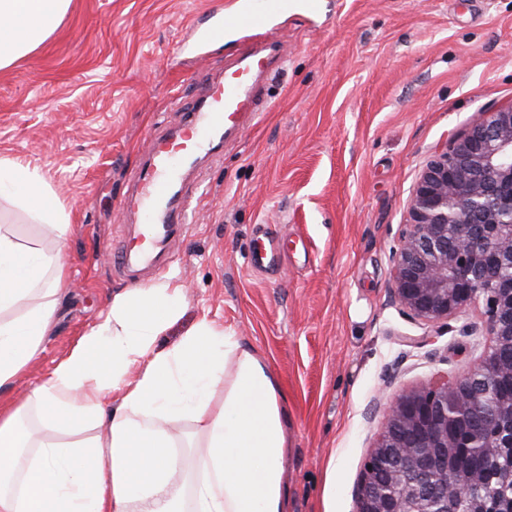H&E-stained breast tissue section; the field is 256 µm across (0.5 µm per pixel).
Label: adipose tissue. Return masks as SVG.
I'll list each match as a JSON object with an SVG mask.
<instances>
[{"label": "adipose tissue", "instance_id": "adipose-tissue-1", "mask_svg": "<svg viewBox=\"0 0 512 512\" xmlns=\"http://www.w3.org/2000/svg\"><path fill=\"white\" fill-rule=\"evenodd\" d=\"M71 2L0 0V70L42 45ZM0 197L54 239L26 246L0 225L1 393L56 327L69 224L38 168L0 158ZM183 300L169 283L114 295L49 377L0 404V512H288L280 383L262 355L205 318L157 348ZM64 431L83 437L57 441Z\"/></svg>", "mask_w": 512, "mask_h": 512}]
</instances>
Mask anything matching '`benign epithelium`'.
Instances as JSON below:
<instances>
[{"label": "benign epithelium", "mask_w": 512, "mask_h": 512, "mask_svg": "<svg viewBox=\"0 0 512 512\" xmlns=\"http://www.w3.org/2000/svg\"><path fill=\"white\" fill-rule=\"evenodd\" d=\"M512 103L482 111L448 149L434 153L416 181L408 223L391 259L394 301L429 325L482 303L485 320L471 331L492 345L456 380L439 376L392 398L368 468L357 487V512H512V498L491 506L470 495L466 470L455 460L466 448H512V403L474 417L496 379L512 377ZM452 481L455 498L445 488Z\"/></svg>", "instance_id": "1"}]
</instances>
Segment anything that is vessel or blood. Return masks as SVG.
Listing matches in <instances>:
<instances>
[{"label": "vessel or blood", "mask_w": 512, "mask_h": 512, "mask_svg": "<svg viewBox=\"0 0 512 512\" xmlns=\"http://www.w3.org/2000/svg\"><path fill=\"white\" fill-rule=\"evenodd\" d=\"M290 6V0H227L223 10L209 13L206 22L193 26L195 47H221L237 40L246 48L236 65L209 85L200 106L185 113L178 127L148 136L132 178L143 221L112 254V266L122 277L137 281L161 268L169 246L186 233L198 200L186 190L185 181L204 159L221 156L228 136L242 132L250 120L259 78L277 50L266 32ZM286 257L284 237L264 231L257 237L249 265L259 272L274 271Z\"/></svg>", "instance_id": "obj_1"}]
</instances>
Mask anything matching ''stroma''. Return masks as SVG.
<instances>
[{
	"label": "stroma",
	"instance_id": "stroma-1",
	"mask_svg": "<svg viewBox=\"0 0 512 512\" xmlns=\"http://www.w3.org/2000/svg\"><path fill=\"white\" fill-rule=\"evenodd\" d=\"M225 0H72L35 51L0 71V157L39 167L69 216L71 288L21 382L48 377L115 293L117 204L146 134L176 125L205 78L242 44L176 54L192 19ZM283 63L259 119L198 176L202 199L170 263L145 286L186 287L176 343L200 319L234 330L282 384L290 512H356V489L392 396L458 375L489 344L471 311L431 326L390 298L392 251L427 160L482 110L512 102V0H322L282 15ZM0 224L22 242L53 238L11 200ZM288 237L279 273L253 271L258 225ZM336 478L326 485L328 463Z\"/></svg>",
	"mask_w": 512,
	"mask_h": 512
}]
</instances>
